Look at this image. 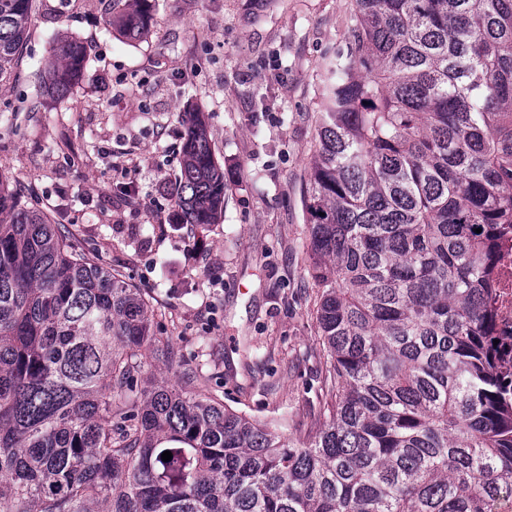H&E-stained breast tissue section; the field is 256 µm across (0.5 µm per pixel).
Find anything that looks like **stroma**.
I'll use <instances>...</instances> for the list:
<instances>
[{"instance_id": "35a3bbf8", "label": "stroma", "mask_w": 512, "mask_h": 512, "mask_svg": "<svg viewBox=\"0 0 512 512\" xmlns=\"http://www.w3.org/2000/svg\"><path fill=\"white\" fill-rule=\"evenodd\" d=\"M148 34L106 30L124 0H33L23 58L0 87V173L77 251L139 288L156 338L139 386L165 377L248 415L316 430L328 353L308 273L304 188L323 63L353 0H150ZM85 68L63 101L34 96L61 38ZM203 113L228 183L212 224L175 204L184 115Z\"/></svg>"}]
</instances>
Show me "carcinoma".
I'll return each instance as SVG.
<instances>
[{"mask_svg": "<svg viewBox=\"0 0 512 512\" xmlns=\"http://www.w3.org/2000/svg\"><path fill=\"white\" fill-rule=\"evenodd\" d=\"M31 10L0 0V86ZM151 22L147 0L104 19L130 40ZM86 62L82 43L60 41L39 93L66 96ZM326 72L306 203L330 357L315 435L290 441L162 381L138 390V359L156 346L142 293L20 206L0 174V512L512 502V398L484 308L512 225V0H354ZM186 125L176 205L185 223L212 224L224 168L204 117ZM116 396L130 410L112 411Z\"/></svg>", "mask_w": 512, "mask_h": 512, "instance_id": "obj_1", "label": "carcinoma"}]
</instances>
